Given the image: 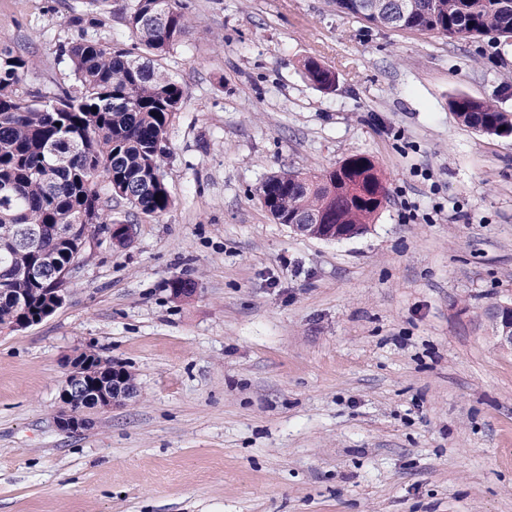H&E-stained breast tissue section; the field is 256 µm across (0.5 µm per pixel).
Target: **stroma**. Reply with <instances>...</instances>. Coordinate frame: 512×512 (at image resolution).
Wrapping results in <instances>:
<instances>
[{
    "label": "stroma",
    "mask_w": 512,
    "mask_h": 512,
    "mask_svg": "<svg viewBox=\"0 0 512 512\" xmlns=\"http://www.w3.org/2000/svg\"><path fill=\"white\" fill-rule=\"evenodd\" d=\"M159 68L185 88L162 161L172 207L92 243L64 304L0 331V512H512V45L377 28L334 0H181ZM87 0H0V40L73 85L59 43ZM336 74L315 87L303 63ZM368 155L389 196L366 233L311 238L259 189ZM177 279L195 292L173 299ZM140 394L57 425L83 351ZM452 108L460 122L483 133L508 138L512 137V116L500 111L495 105L469 97H459L452 101ZM505 126L504 130H500ZM490 321L495 331L497 343L512 349V306L511 304H497L490 312Z\"/></svg>",
    "instance_id": "35a3bbf8"
}]
</instances>
